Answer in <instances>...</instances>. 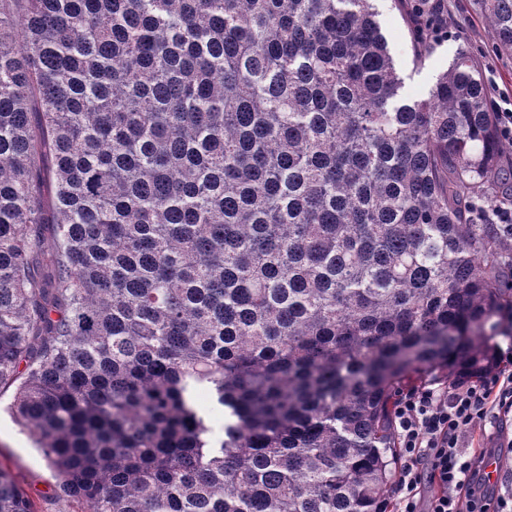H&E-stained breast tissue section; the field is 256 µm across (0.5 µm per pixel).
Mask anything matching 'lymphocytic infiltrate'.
<instances>
[{
  "mask_svg": "<svg viewBox=\"0 0 512 512\" xmlns=\"http://www.w3.org/2000/svg\"><path fill=\"white\" fill-rule=\"evenodd\" d=\"M512 408V341L497 348L495 368L475 381L430 382L400 396L394 431L401 451L393 500L379 512H461L482 496L473 484L482 456L474 450L477 426Z\"/></svg>",
  "mask_w": 512,
  "mask_h": 512,
  "instance_id": "obj_1",
  "label": "lymphocytic infiltrate"
}]
</instances>
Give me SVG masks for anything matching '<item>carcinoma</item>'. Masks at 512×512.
<instances>
[{"instance_id": "1", "label": "carcinoma", "mask_w": 512, "mask_h": 512, "mask_svg": "<svg viewBox=\"0 0 512 512\" xmlns=\"http://www.w3.org/2000/svg\"><path fill=\"white\" fill-rule=\"evenodd\" d=\"M402 88L373 0H0V389L61 495L378 512L399 395L483 374L512 307L475 56ZM0 512H36L2 464ZM43 207L45 211V216L47 218L46 223L42 224V233L43 239L45 242V248L42 256L36 257L35 262L40 266V272L43 279L53 284V280L55 278V270L51 261V244L55 233V224H52V215L54 211V194L53 187L51 182H47V185L44 188L43 195Z\"/></svg>"}]
</instances>
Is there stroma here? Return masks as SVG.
Listing matches in <instances>:
<instances>
[{"mask_svg":"<svg viewBox=\"0 0 512 512\" xmlns=\"http://www.w3.org/2000/svg\"><path fill=\"white\" fill-rule=\"evenodd\" d=\"M377 19L387 40L406 95L427 96L438 76L461 47L478 57L488 98L495 111L512 109V55L501 52L494 35L483 20L477 0H442L448 37L432 43L424 63L415 61V43L405 12L397 0H375ZM12 390L0 391V464L10 468L36 504L38 512H80L79 506L62 497L57 481L43 454L34 448L29 435L7 413ZM480 445L494 447L497 466L512 472V413H500L497 420L479 425Z\"/></svg>","mask_w":512,"mask_h":512,"instance_id":"35a3bbf8","label":"stroma"}]
</instances>
